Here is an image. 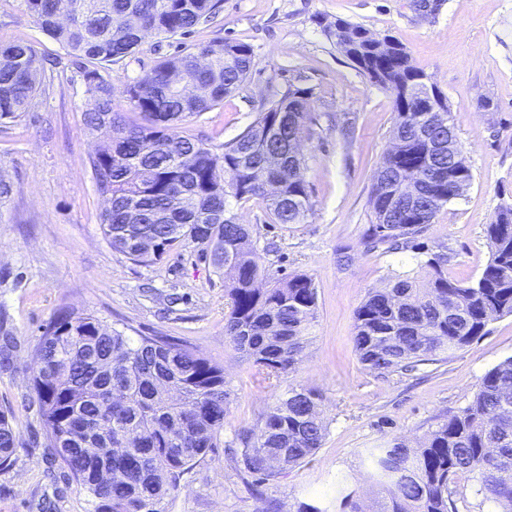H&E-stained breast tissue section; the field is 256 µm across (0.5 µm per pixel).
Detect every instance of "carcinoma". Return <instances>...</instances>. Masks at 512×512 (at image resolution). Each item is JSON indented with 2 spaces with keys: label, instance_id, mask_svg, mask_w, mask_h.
<instances>
[{
  "label": "carcinoma",
  "instance_id": "cac0c4a2",
  "mask_svg": "<svg viewBox=\"0 0 512 512\" xmlns=\"http://www.w3.org/2000/svg\"><path fill=\"white\" fill-rule=\"evenodd\" d=\"M222 0H24L26 11L75 59L94 106L86 125L105 145L89 158L108 207L101 226L112 249L137 263H155L187 243L224 270V336L263 379L293 372L311 339L317 289L306 274L263 288L252 229L232 204L259 198L276 224H303L312 212L306 159L292 149L306 129L313 90L283 95L234 141L217 152L175 130L224 103L246 80L249 45L216 41L163 56L126 85L134 121L112 105L104 73L125 61L154 31L170 38L215 19ZM336 45L375 85L389 93L396 114L387 169L408 181L404 203L370 194L375 222L367 250L415 248L444 203L428 199L432 169H460L472 178L457 146L447 98L431 116L430 135L409 128L424 72L410 55L382 58L377 37L344 22ZM47 76L35 46L0 44V119L32 109ZM490 259L479 279H448L447 248L439 244L413 272L390 276L355 311L352 340L371 370L413 371L438 362L487 334L490 321L512 315V203L487 225ZM459 317L448 319V308ZM32 387L47 448L87 493L93 512H165L182 473L216 446L229 391L224 369L185 345L161 337L126 335L91 313L65 312L38 343ZM319 395L287 386L261 419L240 436L245 468L263 482L303 464L322 446ZM18 442L0 414V466ZM380 498L350 512H451L448 485L472 474L497 512H512V358L489 369L472 401L410 447L396 439L370 453Z\"/></svg>",
  "mask_w": 512,
  "mask_h": 512
}]
</instances>
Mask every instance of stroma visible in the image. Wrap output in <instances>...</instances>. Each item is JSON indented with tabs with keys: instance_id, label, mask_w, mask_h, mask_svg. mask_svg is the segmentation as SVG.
<instances>
[{
	"instance_id": "1",
	"label": "stroma",
	"mask_w": 512,
	"mask_h": 512,
	"mask_svg": "<svg viewBox=\"0 0 512 512\" xmlns=\"http://www.w3.org/2000/svg\"><path fill=\"white\" fill-rule=\"evenodd\" d=\"M415 3L223 0L211 24L185 37L146 36L109 73L113 104L125 112L127 83L160 57L215 40L249 44L253 64L241 89L180 124L182 134L215 148L289 87L314 90L302 143L312 216L275 224L255 198L234 208L239 223L252 226L270 280L304 273L318 292L312 339L288 381L320 395L326 436L301 466L259 485L244 468L236 435L256 427L279 388L262 381L224 336L223 272L191 244L148 265L112 250L100 226L106 204L89 166L103 144L83 120L92 99L71 57L23 0H0V41L35 45L53 75L31 112L0 122V177L14 188L0 205V413L19 442L10 465L0 467V512H92L85 492L47 453L31 386L38 339L67 310L92 312L131 336L187 345L224 370V429L216 448L182 476L167 512H296L301 502L343 512L348 494L372 505L368 449L421 440L468 405L490 368L512 357V315L491 321L485 336L447 360L406 374L369 370L354 349L355 311L368 290L414 268L419 256L364 247L374 220L368 200L392 146L395 113L389 94L337 48V20L394 37L448 98L473 179L438 212L424 242L447 247L449 279L480 277L490 257L485 228L512 202V0H442L432 14Z\"/></svg>"
}]
</instances>
